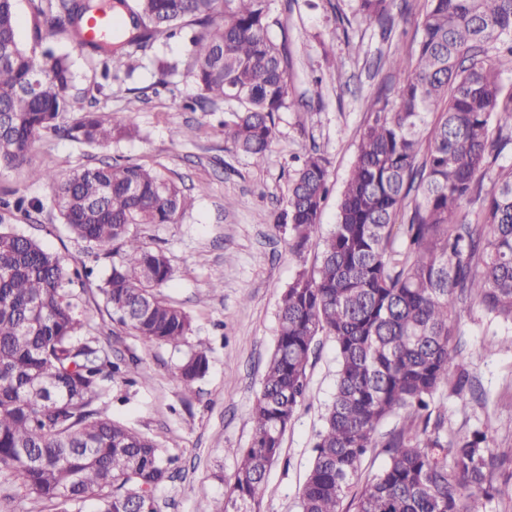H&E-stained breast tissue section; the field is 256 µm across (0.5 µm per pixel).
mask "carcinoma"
I'll use <instances>...</instances> for the list:
<instances>
[{
    "instance_id": "cac0c4a2",
    "label": "carcinoma",
    "mask_w": 512,
    "mask_h": 512,
    "mask_svg": "<svg viewBox=\"0 0 512 512\" xmlns=\"http://www.w3.org/2000/svg\"><path fill=\"white\" fill-rule=\"evenodd\" d=\"M38 19L79 46L95 14L90 0H28ZM395 0H357L367 21L393 24ZM414 50L398 49L394 97L370 102V119L345 183L336 224L318 263L297 272L278 306L275 348L252 409L253 435L240 451L224 502L204 512H255L282 435L303 403L315 338L336 350L335 390L313 445L301 512H340L363 459L381 447L384 469L353 495L354 512H480L512 502V481L487 433L445 441L430 404L441 389H473L451 344L453 321L474 295L494 318L512 322V168L482 192L481 173L512 145V92L493 58L512 60V0H428ZM275 0H119L128 12L118 43L100 60L134 70L138 50L188 24L187 71L203 101L236 104L221 124L224 141L265 163L275 115L292 105L287 41L270 38ZM16 0H0V171L21 168L42 132L87 145L131 140L140 129L106 112L63 122L73 104L67 57H42L20 42ZM52 185L53 205L79 239L112 259L99 288L109 316L148 342L178 345L192 332L182 308L157 292L172 277L168 257L130 234L133 224H175L183 189L138 162L82 165L66 177L30 169ZM329 191L328 161L308 153L288 185L286 217L299 252L319 225ZM402 250H394L393 230ZM79 269L35 239L0 227V475L20 479L24 497L57 512H156L155 493L173 478L171 460L144 433L115 420L112 378L137 363L112 361L81 334L72 302ZM209 368L192 350L178 367L186 389ZM404 411L407 422L380 439Z\"/></svg>"
}]
</instances>
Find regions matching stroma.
Segmentation results:
<instances>
[{
	"mask_svg": "<svg viewBox=\"0 0 512 512\" xmlns=\"http://www.w3.org/2000/svg\"><path fill=\"white\" fill-rule=\"evenodd\" d=\"M425 7L426 0H395V25L389 29L363 21L355 0H276L269 35L288 42L294 105L277 114L271 151L258 167L217 133L228 104L196 102L199 91L185 63L198 27L159 37L141 54L131 76L112 80L100 93L101 69L87 51L75 49L64 34L38 30L28 0H18L21 42L71 58L75 102L70 120L93 108L133 122L143 132L132 141L89 147L49 130L31 148L32 167L65 175L88 163L132 159L160 169L182 185L188 198L177 223L130 228L148 246L164 250L173 277L160 292L192 318V334L174 347L146 342L110 320L96 290L110 272L109 260L94 259L87 244L69 233L47 183L30 179L24 169L0 172V225L35 238L67 265L92 268L90 288L74 291L83 333L97 337L112 358L138 361L134 381L114 377L109 412L152 437L173 461L174 478L156 492L157 512H199L204 500L223 499L239 452L252 436L251 410L274 348L280 292L298 270L316 264L318 239L336 222L340 194L369 121L367 104L394 84L393 51L415 45ZM355 44L360 47L356 53L351 50ZM158 57L179 62L178 71L161 76L154 66ZM314 149L329 161L330 192L317 240L297 255L288 248L283 220L287 185ZM19 195L32 201L28 212L14 209ZM229 198L235 201L230 208L225 205ZM218 279L223 287L212 291ZM454 333L458 361L485 399H461L443 390L432 410L444 416L449 439L486 431L502 461L498 475L507 478L512 475V325L492 320L474 298L457 317ZM491 339L502 347L490 355L482 346ZM195 348L206 349L209 370L188 390L176 365ZM307 375L305 400L282 437L281 456L267 473L257 512H299L321 414L334 390L332 340L318 337Z\"/></svg>",
	"mask_w": 512,
	"mask_h": 512,
	"instance_id": "obj_1",
	"label": "stroma"
}]
</instances>
